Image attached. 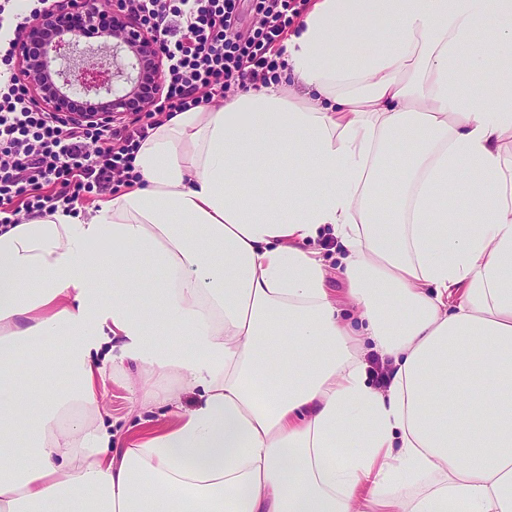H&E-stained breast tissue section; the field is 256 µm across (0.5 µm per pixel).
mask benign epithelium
<instances>
[{
    "label": "benign epithelium",
    "instance_id": "benign-epithelium-1",
    "mask_svg": "<svg viewBox=\"0 0 512 512\" xmlns=\"http://www.w3.org/2000/svg\"><path fill=\"white\" fill-rule=\"evenodd\" d=\"M20 77L48 111L78 124L109 126L160 96L158 35L121 0H54L27 26Z\"/></svg>",
    "mask_w": 512,
    "mask_h": 512
}]
</instances>
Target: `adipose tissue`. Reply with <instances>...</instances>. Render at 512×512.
I'll return each instance as SVG.
<instances>
[{"mask_svg":"<svg viewBox=\"0 0 512 512\" xmlns=\"http://www.w3.org/2000/svg\"><path fill=\"white\" fill-rule=\"evenodd\" d=\"M284 46L131 190L0 226V512H512V0H315ZM130 363L169 421L118 450ZM324 249L322 250L321 257L324 259L325 264L334 272L328 281V288H332L336 292L339 288H344V284L336 279V267L339 264V256L342 254L341 245L332 236H327L323 243ZM109 373L104 387L102 406L109 416V418L104 416L106 423L112 422L114 424L112 433L116 432L117 434V437L112 439L113 448H122L127 443L128 438L136 432L156 425V421L139 427L135 424L139 423L140 420L157 419L159 411L157 409H149L147 406L141 407L139 403L131 400L126 380L115 379L114 377L112 379V376L109 377ZM131 425L135 426L128 432V427Z\"/></svg>","mask_w":512,"mask_h":512,"instance_id":"ef3b65f1","label":"adipose tissue"}]
</instances>
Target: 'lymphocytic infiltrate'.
<instances>
[{
  "mask_svg": "<svg viewBox=\"0 0 512 512\" xmlns=\"http://www.w3.org/2000/svg\"><path fill=\"white\" fill-rule=\"evenodd\" d=\"M0 0V225L21 213L72 208L85 194L117 192L130 179L140 140L163 117L210 103L283 68L285 29L303 0H253V30L239 31L237 0H123L159 33L166 65L157 101L121 127L74 125L45 111L18 77V39L48 0L17 13Z\"/></svg>",
  "mask_w": 512,
  "mask_h": 512,
  "instance_id": "obj_1",
  "label": "lymphocytic infiltrate"
}]
</instances>
